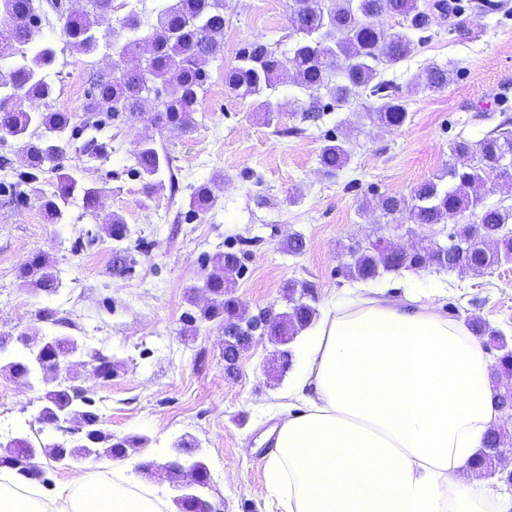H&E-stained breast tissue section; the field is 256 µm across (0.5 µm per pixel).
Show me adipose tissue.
Segmentation results:
<instances>
[{
  "label": "adipose tissue",
  "mask_w": 512,
  "mask_h": 512,
  "mask_svg": "<svg viewBox=\"0 0 512 512\" xmlns=\"http://www.w3.org/2000/svg\"><path fill=\"white\" fill-rule=\"evenodd\" d=\"M264 457L282 512H512L471 460L501 423L491 361L435 296L347 295L302 343ZM0 512H173L120 470L76 471L46 491L0 469Z\"/></svg>",
  "instance_id": "adipose-tissue-1"
}]
</instances>
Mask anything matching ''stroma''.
I'll return each instance as SVG.
<instances>
[{
  "label": "stroma",
  "mask_w": 512,
  "mask_h": 512,
  "mask_svg": "<svg viewBox=\"0 0 512 512\" xmlns=\"http://www.w3.org/2000/svg\"><path fill=\"white\" fill-rule=\"evenodd\" d=\"M458 2L464 32L436 19L404 62L382 70L407 109L403 125L386 127L368 117L377 105L372 97L324 112L317 123H302L288 109L300 91L286 76L276 89L283 109L274 117L231 97L224 71L239 50L257 38L286 50L291 27L288 0H224V56L210 68L195 129L154 134L157 149L170 159L174 182L147 193L138 178L126 174L147 127L134 121L99 132L112 145L109 160L70 157L85 181L104 188L95 215L83 216L76 201L67 223H48L41 198L55 188L51 174L24 203L0 200V336L9 338L0 357L21 352L15 337L23 331L71 336L111 354L119 368L110 381L95 380L78 356L69 360L70 373L88 385L106 431L149 438L147 448L124 459L128 476L138 477L140 462L158 463L147 482L179 497L182 487L170 484L161 465L178 441L192 440L211 475L202 495L218 512H280L265 480L262 437L276 423L274 394L287 387L301 363V341L289 343L291 366L282 370L278 345L262 337L242 352L229 375L223 327L208 322L192 329L187 320L207 303L201 287L212 270L211 256L220 251L245 253L233 294L249 313L285 310L284 284L305 281L321 314L332 296L357 286L345 271L351 248L379 237L408 247L423 239L447 242L462 215L397 230L362 207L382 195L410 194L442 175L455 160V142L512 131V0H497L490 13L475 10L474 0ZM39 37L56 48V92L45 108L70 113L74 124H82L88 76L94 69L111 71L115 54L106 47L89 58L74 53L56 24L43 26ZM432 63L450 67L448 85L437 92L413 91V76ZM328 134L346 139L351 152L350 163L332 175L318 163ZM214 179L219 186L213 207L188 219L193 187ZM115 215L133 238L144 241L125 276L111 271L112 241L104 231ZM293 233L306 242L297 255L284 249ZM83 234L92 237V245L73 252ZM39 250L49 253L59 278L50 295L26 288L18 277L20 265ZM370 285L415 296L440 294L449 318L479 319L512 345V263L480 271L403 269ZM39 395L38 386L0 372L1 437L60 439L54 426L38 421Z\"/></svg>",
  "instance_id": "1"
}]
</instances>
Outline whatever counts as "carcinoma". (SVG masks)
Here are the masks:
<instances>
[{
	"label": "carcinoma",
	"mask_w": 512,
	"mask_h": 512,
	"mask_svg": "<svg viewBox=\"0 0 512 512\" xmlns=\"http://www.w3.org/2000/svg\"><path fill=\"white\" fill-rule=\"evenodd\" d=\"M53 11L61 22L66 45L83 55H93L100 46L99 26L112 12V0H84L82 10L75 12L54 0H0V25L6 35L0 38V50L8 45L17 48L19 58L7 77L0 80V136L10 137L22 144L28 170L14 174L15 181H0V193L7 200L21 203L27 197L25 187L38 182L45 173L56 175L54 193L42 207L52 224L67 218L71 199L80 196L83 214L93 215L103 188L84 181L76 166L66 165L67 148L92 128L96 131L119 126L142 117L144 105L151 104L149 126L161 131L167 128L191 130L193 113L207 90L209 67L224 55V0H174L160 10L156 23L144 34L142 21L131 13L112 30V45L117 47L120 63L112 72H94L89 77L87 111L91 118L80 128L72 123L68 112L28 110L23 101H46L53 97L55 87L47 71L56 60L53 44L36 40ZM288 12L295 40L290 49L280 51L272 44L255 39L236 56V64L224 70V87L230 96L248 101L260 112H280L272 95L277 82L288 74L295 87L306 99L297 100L301 120H317L327 95L333 105L342 108L364 93L375 97L379 105L370 113L375 121L398 127L405 122L406 107L402 97L392 91L386 81L379 79L381 67H395L413 51V33L428 30L435 17L454 18L458 5L451 0H288ZM399 16L402 30L388 33L381 20ZM451 69L439 64L427 66L413 78L417 91H439L448 85ZM79 150L88 158L108 157L107 144L92 137ZM458 162L448 167V187L434 180L416 186L410 195L388 194L378 201L380 217L386 224H443L450 214L469 213L482 224L485 241L478 242L469 223L457 225L450 238L457 241L443 253H436L429 244L421 242L412 247L402 259L387 249L370 243L350 252L345 266L346 275L355 280H373L385 273L402 268L423 270L485 269L512 258V237L500 236L503 228L512 223V206H487L481 189L486 179L504 167H512V132L487 136L480 141L463 139L454 144ZM351 160L346 141L327 138L319 152V164L327 174L345 167ZM169 166V158L159 153L154 136L147 134L130 157L127 172L152 191ZM215 199L213 189L206 183L195 189L190 197L189 212L205 213ZM112 239V274L122 276L131 271L129 248L125 243L130 230L124 220L115 215L108 224ZM216 271L204 280L210 302L200 309L190 322H217L232 331L224 341V371H235L239 337L265 310L247 315L246 309L231 292L230 275L242 268L241 257L235 252H219L212 256ZM22 281L46 294L56 292L58 278L43 252L30 255L19 269ZM288 298L292 306L277 313L269 335L286 344L302 330L312 325L316 309L304 301L310 286L288 282ZM488 345L501 351L498 358L499 376L495 384L498 396H512V348L503 337L488 332ZM45 341L23 357H14L4 368L18 378L40 386L41 409L45 420L69 419L80 425L81 432L65 442L44 443L28 436L17 435L0 446V467L9 468L27 481L38 482L43 476L40 459L43 457L62 466L81 464L90 458L122 460L129 451H136L149 442L143 436L112 435L101 426L95 401L78 394L72 385L58 381V361L80 354L93 364L98 376L112 379V356L98 349H85L77 339L65 336L46 357ZM512 440L508 424L503 422L491 429L484 447L474 456L472 466L493 472L496 458L489 449L501 447ZM182 460L195 468V483L209 485L210 473L204 461L196 455V445L188 441L176 444ZM178 512H204V499L197 493H184L176 499Z\"/></svg>",
	"instance_id": "obj_1"
}]
</instances>
